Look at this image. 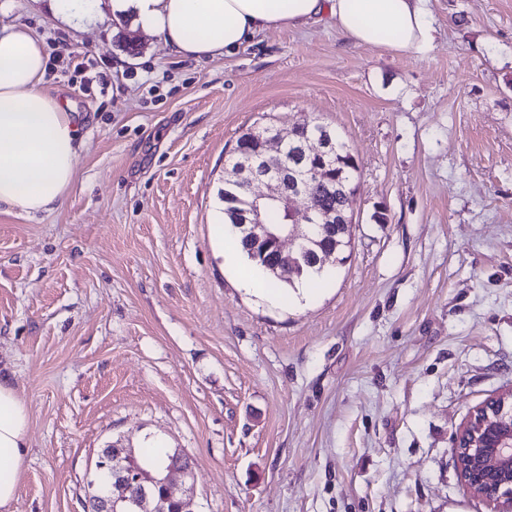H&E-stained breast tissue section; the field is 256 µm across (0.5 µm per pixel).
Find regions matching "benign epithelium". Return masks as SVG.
Here are the masks:
<instances>
[{
	"mask_svg": "<svg viewBox=\"0 0 512 512\" xmlns=\"http://www.w3.org/2000/svg\"><path fill=\"white\" fill-rule=\"evenodd\" d=\"M305 131L300 148L304 162L290 167L286 154L293 140H283L271 127H259L245 133L234 150L228 173L246 193V204L237 223L246 227L250 238L272 245L271 262L283 275L297 270L307 246L313 244L329 225L336 223V211L320 208L311 202L310 186L323 185L329 193L336 192V183L329 178L328 168L336 162V142L323 125H298L292 136ZM263 184L268 192L256 194L253 187ZM278 206L289 224L281 227L267 222V207ZM305 214V223L296 221V213ZM292 241L295 249L285 251L283 243ZM110 485L130 494V501L141 505L157 498L163 488L158 512H167L166 505L176 503L172 480H186L192 467L169 465L163 479L147 470L128 469L130 449L115 447L109 455ZM455 467L467 490L485 500L491 512H512V388L476 407L454 436Z\"/></svg>",
	"mask_w": 512,
	"mask_h": 512,
	"instance_id": "obj_1",
	"label": "benign epithelium"
}]
</instances>
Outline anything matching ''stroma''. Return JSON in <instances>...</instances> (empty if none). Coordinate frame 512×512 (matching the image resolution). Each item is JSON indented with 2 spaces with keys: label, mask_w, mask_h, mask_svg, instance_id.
<instances>
[{
  "label": "stroma",
  "mask_w": 512,
  "mask_h": 512,
  "mask_svg": "<svg viewBox=\"0 0 512 512\" xmlns=\"http://www.w3.org/2000/svg\"><path fill=\"white\" fill-rule=\"evenodd\" d=\"M430 10L421 59L319 20L197 62L107 9L0 0L97 62L43 81L84 140L65 202L0 212V376L30 420L7 512H84L100 449L149 439L191 458L192 512H489L453 438L512 387V0ZM299 122L357 161L352 246L273 303L215 225L238 138ZM52 13L62 20L92 22L95 18L96 1L99 0H49Z\"/></svg>",
  "instance_id": "obj_1"
}]
</instances>
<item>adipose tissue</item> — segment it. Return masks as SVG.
<instances>
[{"instance_id":"1","label":"adipose tissue","mask_w":512,"mask_h":512,"mask_svg":"<svg viewBox=\"0 0 512 512\" xmlns=\"http://www.w3.org/2000/svg\"><path fill=\"white\" fill-rule=\"evenodd\" d=\"M429 0H112L170 53L193 60L232 54L254 34L325 19L354 45L426 57L434 48ZM45 52L22 25L0 27V212L61 206L83 148L73 112L41 89ZM29 416L0 377V507L17 496Z\"/></svg>"}]
</instances>
